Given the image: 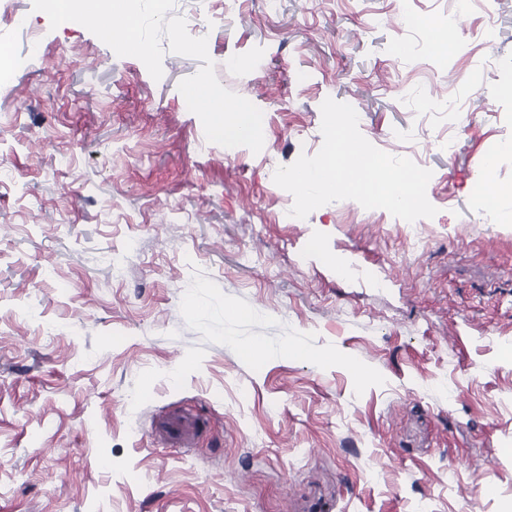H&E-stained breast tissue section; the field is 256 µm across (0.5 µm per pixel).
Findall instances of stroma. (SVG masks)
<instances>
[{"mask_svg":"<svg viewBox=\"0 0 512 512\" xmlns=\"http://www.w3.org/2000/svg\"><path fill=\"white\" fill-rule=\"evenodd\" d=\"M408 7L176 0L262 111L255 153L206 143L178 90L200 60L156 80L0 0V512H512V199L487 224L473 196L512 184V0L435 57L454 0ZM328 98L431 170L422 244L352 200L281 222L273 175ZM178 410L194 447L155 440Z\"/></svg>","mask_w":512,"mask_h":512,"instance_id":"1","label":"stroma"}]
</instances>
